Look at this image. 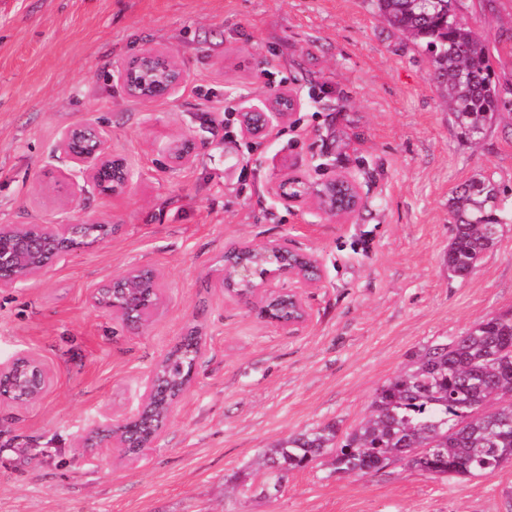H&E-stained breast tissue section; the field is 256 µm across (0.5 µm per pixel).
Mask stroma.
<instances>
[{"label": "stroma", "mask_w": 512, "mask_h": 512, "mask_svg": "<svg viewBox=\"0 0 512 512\" xmlns=\"http://www.w3.org/2000/svg\"><path fill=\"white\" fill-rule=\"evenodd\" d=\"M461 15L508 35L493 68L512 88V0H463ZM149 49L186 80L147 105L118 72ZM429 73L368 0H0V224L112 226L111 240L0 288V360L27 352L54 373L37 403L0 401V512H512V464L470 478L397 464L339 476L321 459L289 472L278 496L260 490L264 449L354 428L424 347L512 313V221L468 278L444 262L462 184L488 179L512 199V114L472 141ZM279 93L297 111L274 135L244 136L240 113ZM79 123L125 161V194L88 186L63 203L58 140ZM335 174L362 199L343 223L270 192L286 176ZM283 239L321 268L291 331L214 280L231 245ZM138 265L160 272L166 303L131 330L86 296ZM189 334L206 346L153 447L88 458L81 437L103 414L132 412L150 369Z\"/></svg>", "instance_id": "stroma-1"}]
</instances>
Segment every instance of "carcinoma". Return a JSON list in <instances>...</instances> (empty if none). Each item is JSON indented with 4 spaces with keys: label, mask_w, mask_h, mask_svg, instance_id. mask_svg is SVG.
I'll return each mask as SVG.
<instances>
[{
    "label": "carcinoma",
    "mask_w": 512,
    "mask_h": 512,
    "mask_svg": "<svg viewBox=\"0 0 512 512\" xmlns=\"http://www.w3.org/2000/svg\"><path fill=\"white\" fill-rule=\"evenodd\" d=\"M373 12L425 53L431 76L446 91L450 121L467 137L484 133L493 117L512 112L496 82L490 35L459 18L461 0H370ZM454 233L448 271L465 279L494 245L490 227L508 220L506 198L489 180H472L452 198ZM193 356H169L164 384L176 389ZM512 316L487 317L416 356L411 368L374 393L367 417L340 433L335 425L308 429L263 453L265 480L283 481L328 454L335 473L367 474L391 464L428 473L416 448H432L459 466V476L492 475L512 455Z\"/></svg>",
    "instance_id": "1"
}]
</instances>
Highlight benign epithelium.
I'll use <instances>...</instances> for the list:
<instances>
[{
    "label": "benign epithelium",
    "mask_w": 512,
    "mask_h": 512,
    "mask_svg": "<svg viewBox=\"0 0 512 512\" xmlns=\"http://www.w3.org/2000/svg\"><path fill=\"white\" fill-rule=\"evenodd\" d=\"M123 83L133 95L146 104L168 96L185 81L186 75L169 54L160 50H147L126 63L120 70ZM286 112H243L240 115L242 133L247 136H270L275 126L295 111L299 102L288 97ZM59 150L99 192L117 196L126 191L129 171L122 159L107 152L106 138L95 127L80 123L65 128L59 141ZM301 181L285 177L271 186V192L287 207L297 206L331 222H344L361 206V197L354 180L344 174H334L310 191L300 187ZM93 225L97 240L112 237V225L95 220L71 224H1L0 225V288H13L17 284L45 274L62 258L80 247L82 229ZM235 252L256 254L264 251L280 254L289 251L298 254V261L288 260L285 266L267 272L260 282L252 281L253 269L239 264H226L219 279V287L230 297L253 305L264 319L292 329L304 323L308 313L301 289L314 286L320 279L321 269L316 255L297 251L288 241L266 244L241 242L234 245ZM288 278L296 287L282 292L274 282ZM284 299L292 305L295 314L288 319L272 316L268 303ZM88 301L92 307L123 323L139 329L147 314L164 307V295L158 272L148 266H134L113 276L105 283L89 289ZM158 366H153L145 383L144 397L137 409L114 419L107 416L82 438L81 447L93 450L107 441L113 448H128L130 455L152 447L157 433L142 431L150 394L154 390ZM53 374L49 366L37 356L19 353L0 363V398H25L35 380L40 381L42 392L48 391Z\"/></svg>",
    "instance_id": "7a95c632"
}]
</instances>
